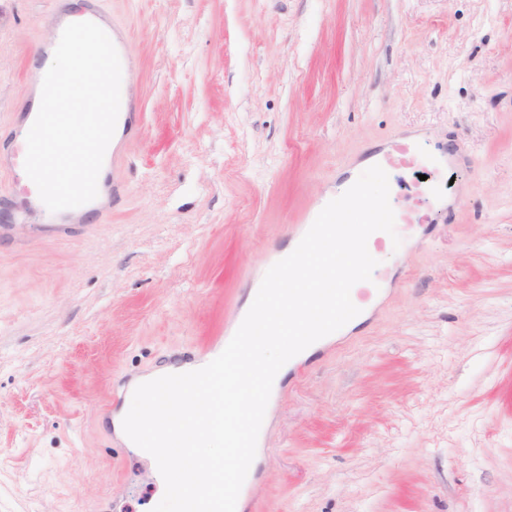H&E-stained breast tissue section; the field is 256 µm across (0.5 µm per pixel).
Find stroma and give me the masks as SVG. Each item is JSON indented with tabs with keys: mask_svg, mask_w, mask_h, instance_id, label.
Wrapping results in <instances>:
<instances>
[{
	"mask_svg": "<svg viewBox=\"0 0 512 512\" xmlns=\"http://www.w3.org/2000/svg\"><path fill=\"white\" fill-rule=\"evenodd\" d=\"M142 112L127 190L34 233L0 169V512H152L110 432L130 378L213 350L346 162L453 149L451 216L397 227L367 317L280 383L244 512H512V0H95ZM49 0H0V140Z\"/></svg>",
	"mask_w": 512,
	"mask_h": 512,
	"instance_id": "obj_1",
	"label": "stroma"
}]
</instances>
